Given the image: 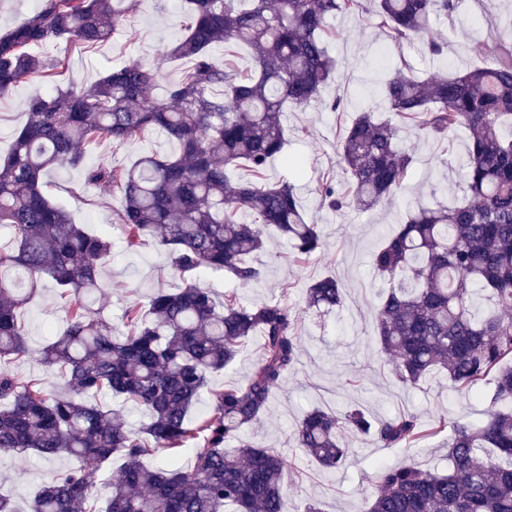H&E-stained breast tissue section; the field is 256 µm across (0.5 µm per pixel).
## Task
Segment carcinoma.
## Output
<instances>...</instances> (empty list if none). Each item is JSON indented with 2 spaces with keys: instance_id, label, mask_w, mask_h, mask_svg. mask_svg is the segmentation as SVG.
<instances>
[{
  "instance_id": "obj_1",
  "label": "carcinoma",
  "mask_w": 512,
  "mask_h": 512,
  "mask_svg": "<svg viewBox=\"0 0 512 512\" xmlns=\"http://www.w3.org/2000/svg\"><path fill=\"white\" fill-rule=\"evenodd\" d=\"M137 0H41L39 10L0 33V95L30 75L51 77L65 66L68 45L92 49L107 41ZM190 22L169 55L192 67L151 98L156 75L138 62L85 85L57 88L28 100L26 122L0 163V224L13 248L0 249V452L34 454L46 463L62 455L97 465L119 453L123 465L97 488L92 472H58L38 487L29 512H282L288 464L278 452L245 437L262 420L272 392L300 351L296 313L270 301L224 303L196 285L200 270L230 273L242 286L259 282L250 258L274 231L289 239L297 259L324 248L306 222L293 184L233 183L229 170L246 162L261 174L286 141L284 114L303 109L336 71L325 46L338 13L368 12L397 43L426 39L434 56L444 43L430 36L433 18L454 22L463 0H182ZM242 42L254 52L249 75L219 65L217 46ZM59 52L45 60L39 50ZM492 65L420 80L403 64L378 82L379 103L361 108L346 128L339 161L350 190L322 184L332 210L371 208L408 179L413 155L401 141V122L436 141L457 128L469 138L461 164L466 196L451 206L420 207L388 235L373 266L390 287L375 312L372 336L392 362L399 385L415 388L442 373L468 394L485 377L484 418L457 421L448 440V471L411 462L383 466L363 512H512V44L492 39ZM223 88L216 95L214 88ZM159 131L177 145L170 156L146 155L129 166L86 169L73 194L93 186L123 198L124 244L137 251L160 236L182 281L125 313L127 333L93 309L100 268L110 243L72 222L42 191L58 169L83 161L82 146L130 141ZM42 280L67 305L66 327L39 352L41 363L65 380L50 394L2 363L30 355L21 310ZM346 288L333 277L309 283L306 308L342 305ZM262 338L261 354L244 383L211 392L212 410L197 414L210 377L232 364L243 341ZM120 397L142 408L149 423L129 428L97 397ZM448 428L411 410L372 416L359 408H316L292 430L295 447L321 468L342 467V435L378 448L412 446ZM237 441L233 452L226 442ZM162 451L166 462L143 463ZM191 464L180 465L183 452Z\"/></svg>"
}]
</instances>
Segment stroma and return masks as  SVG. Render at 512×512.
Returning a JSON list of instances; mask_svg holds the SVG:
<instances>
[{
    "label": "stroma",
    "instance_id": "stroma-1",
    "mask_svg": "<svg viewBox=\"0 0 512 512\" xmlns=\"http://www.w3.org/2000/svg\"><path fill=\"white\" fill-rule=\"evenodd\" d=\"M507 14H512V0H465L454 25L440 19L434 22L437 36L447 43L446 52L439 57L431 55L420 40L391 44L370 15L340 13L331 18L329 25L337 34L328 43L337 64L334 79L305 111L289 112L284 149L271 160L262 177L269 184L287 181L295 185L305 219L319 225L326 248L296 261L286 240L275 235L269 239L266 252L255 257L264 270L259 284L244 287L229 274L210 269L201 270L197 278L198 286L209 289L216 298L233 292L247 305L281 301L298 316L299 360L276 389L262 423L246 431L256 443L288 460L291 486L283 498V512H304L312 500L321 502L324 512H362L366 497L377 486V466L381 463L412 460L424 467H448L446 444L452 432L447 429L413 448L383 449L352 437L345 465L333 472L323 470L295 448L290 438L294 424L312 408L342 411L355 404L374 415L410 409L426 419L443 414L452 422H477L483 417V403L476 396L455 393L447 381L435 380L419 389L398 387L390 362L370 342L375 306L387 286L373 267L372 255L404 222L409 207L450 204L462 197L460 163L467 142L465 131H457L447 144L419 136L415 127H406L402 137L412 150V174L389 204L368 211L347 208L335 212L322 204L318 189L330 180L345 184L347 176L337 161L336 146L356 110L375 104L374 76L378 71L403 60L417 75L427 77L486 63L491 38L512 41V30H502L500 25L501 17ZM184 23L181 0H138L124 25L96 50L79 43L68 47V68L59 83L89 84L113 67L136 60L156 72L152 95L162 98L168 85L190 67L188 60H172L165 55L166 48L181 37ZM55 86L35 74L0 97V158L8 153L16 130L25 120L29 98L36 93H54ZM337 98L344 102L343 111L330 109ZM175 150L174 144L154 132L120 146L100 141L85 148L81 167L59 170L43 187L48 197L64 205L73 223L108 236L112 249L102 271L103 288L97 305L114 326H121L129 304L147 302L158 289L171 290L181 282L170 265L168 246L159 239H148L136 252L125 251L119 222L123 206L120 194L100 187L89 197L77 198L70 190L82 183L86 167L128 165L144 154L165 156ZM325 276L337 277L345 285L344 305L321 313L306 310V284ZM20 319L32 354L13 362L12 370L23 378L41 380L47 392L63 391V380L34 355L52 333L63 328V298L52 285H45L23 309ZM80 465V460L68 456L48 464L32 455L1 454L0 493L25 512L40 483L51 481L58 471Z\"/></svg>",
    "mask_w": 512,
    "mask_h": 512
}]
</instances>
